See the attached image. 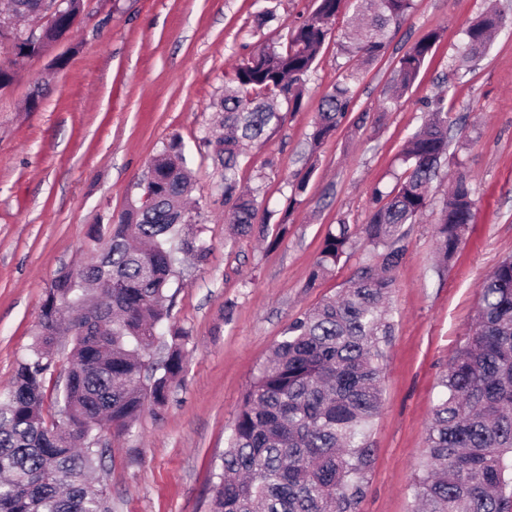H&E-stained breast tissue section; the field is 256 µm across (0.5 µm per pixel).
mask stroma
<instances>
[{"instance_id":"stroma-1","label":"stroma","mask_w":512,"mask_h":512,"mask_svg":"<svg viewBox=\"0 0 512 512\" xmlns=\"http://www.w3.org/2000/svg\"><path fill=\"white\" fill-rule=\"evenodd\" d=\"M316 6L275 0V19L260 26L258 0H83L76 25L46 54L16 61L0 49V63L14 71L0 88V389L35 341L48 284L92 257L91 227L135 204L149 163L173 139L189 152L200 211L193 229L210 254L203 264L182 262L170 288L186 371L163 410L111 439L97 478L112 512H208L210 470L243 394L292 320L377 262L378 249L359 232L373 191L403 176L404 145L443 94L450 145L431 183L432 212L404 227L394 331L382 345L383 405L355 509L411 512L439 379L469 332L483 280L512 255V0H414L384 55L367 64L341 47L350 14L336 17L301 110L249 145L238 172L240 186L278 212L296 174H311L285 239L270 250L225 224L221 167L208 141L234 66L285 43ZM493 8L504 20L489 51L462 62L466 29ZM435 30L432 57L390 99L398 59ZM349 73L351 112L311 148L325 94ZM34 95L38 106L27 110ZM461 178L474 189L479 218L440 275L435 212ZM342 222L355 231L352 246L318 287L306 288L327 231Z\"/></svg>"}]
</instances>
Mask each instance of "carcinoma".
Listing matches in <instances>:
<instances>
[{"label": "carcinoma", "instance_id": "carcinoma-1", "mask_svg": "<svg viewBox=\"0 0 512 512\" xmlns=\"http://www.w3.org/2000/svg\"><path fill=\"white\" fill-rule=\"evenodd\" d=\"M14 17H36L43 0H8ZM364 21L345 34L346 52L372 61L385 53L391 24L405 20L413 0H317L284 48L266 47L234 70L221 101L224 135L214 153L224 181V223L237 235L268 234L269 215L254 195L238 192L244 145L279 127L302 108L304 83L347 8ZM491 14L466 30L464 59L484 53ZM440 33L430 32L398 60L389 94L399 98L418 77ZM38 40L13 44V54H40ZM354 74L343 77L321 104L312 142L336 131L353 103ZM448 151V109L435 101L403 153L404 176L389 192L373 191L376 207L361 227L382 248L368 264L294 319L245 392L214 473L209 512H354L363 493L370 435L382 405L381 343L391 335L389 301L405 236L431 205L429 195ZM146 200L91 229L94 256L46 289L36 340L0 392V512H111L102 487L89 479L106 456L108 435L123 434L149 410L167 405L185 371L186 333L167 326V290L176 265L200 264L209 248L191 229L183 202L191 190L185 149L175 140L152 160ZM311 171L292 183L290 208L269 241L288 233L292 206ZM473 188L461 179L435 224L437 269L459 250L477 220ZM348 225L325 235L305 287L325 279L350 247ZM72 334L65 383L48 394L59 336ZM163 344L156 361L153 349ZM427 427V453L413 485L415 512H512V255L502 258L479 289L477 316L440 380ZM54 398L53 417L46 403Z\"/></svg>", "mask_w": 512, "mask_h": 512}]
</instances>
